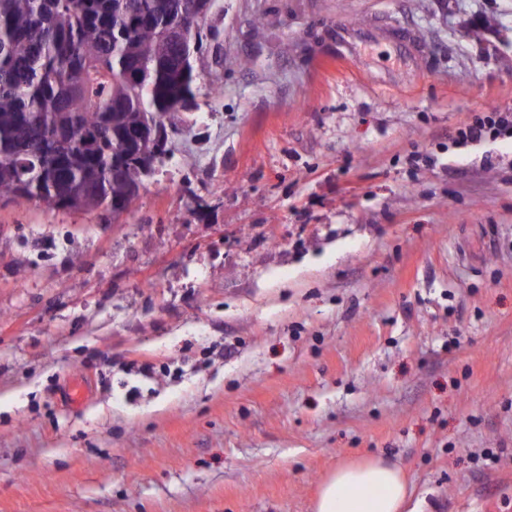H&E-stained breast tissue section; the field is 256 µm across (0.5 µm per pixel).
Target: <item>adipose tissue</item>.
Returning <instances> with one entry per match:
<instances>
[{
	"label": "adipose tissue",
	"instance_id": "ef3b65f1",
	"mask_svg": "<svg viewBox=\"0 0 512 512\" xmlns=\"http://www.w3.org/2000/svg\"><path fill=\"white\" fill-rule=\"evenodd\" d=\"M403 469L379 456L338 462L319 485L312 512H406Z\"/></svg>",
	"mask_w": 512,
	"mask_h": 512
}]
</instances>
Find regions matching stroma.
Instances as JSON below:
<instances>
[{"label":"stroma","instance_id":"stroma-1","mask_svg":"<svg viewBox=\"0 0 512 512\" xmlns=\"http://www.w3.org/2000/svg\"><path fill=\"white\" fill-rule=\"evenodd\" d=\"M202 51L127 213L0 202V512H311L364 455L512 512V138L455 142L512 0H214Z\"/></svg>","mask_w":512,"mask_h":512}]
</instances>
